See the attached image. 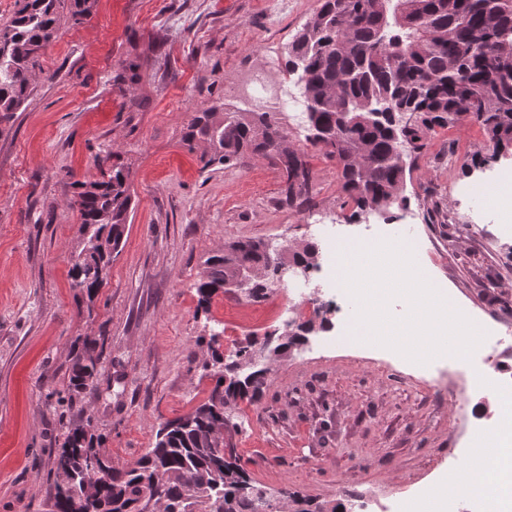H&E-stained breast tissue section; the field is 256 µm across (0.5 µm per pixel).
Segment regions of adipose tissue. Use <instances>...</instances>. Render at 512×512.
<instances>
[{"instance_id":"ef3b65f1","label":"adipose tissue","mask_w":512,"mask_h":512,"mask_svg":"<svg viewBox=\"0 0 512 512\" xmlns=\"http://www.w3.org/2000/svg\"><path fill=\"white\" fill-rule=\"evenodd\" d=\"M476 384L499 413L496 426L474 433L466 462L442 474L425 495L401 499L397 512H448L449 498L473 496L481 499L483 512H512V394L499 391L483 373Z\"/></svg>"}]
</instances>
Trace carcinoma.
Instances as JSON below:
<instances>
[{
	"label": "carcinoma",
	"instance_id": "carcinoma-1",
	"mask_svg": "<svg viewBox=\"0 0 512 512\" xmlns=\"http://www.w3.org/2000/svg\"><path fill=\"white\" fill-rule=\"evenodd\" d=\"M0 25V124L26 109L46 48L56 38L63 11L78 22L94 0H17ZM319 5L288 46V71L298 72L313 131L310 143L336 161L340 189L352 215L384 211L406 178L404 149L416 152L428 135L466 118L478 124L489 152L476 153L465 171L512 155V0H318ZM282 136L272 112H221L216 106L194 116L184 134L189 149L204 146L202 169L229 167L245 159L270 158ZM284 202L312 206L311 170L291 150L281 167ZM74 206L80 241L70 257L73 287L93 302L108 282L123 248L132 210L129 172L112 165L102 179L76 181ZM312 244L272 253L260 240L224 243L203 261L197 293L207 311L215 294L252 270L270 277L284 265L317 267ZM313 323L288 329L279 357L307 341ZM218 334L210 335L201 363L214 381L207 399L161 424L153 447L133 462L112 466L101 477L93 462H111L101 436L89 423H73L53 461L49 512H144L158 494L165 512H337L297 492L275 498L251 479L235 446L218 439L236 432L228 410L258 401L270 365L257 360V341L247 340L237 360L224 364ZM100 353L89 340L76 352L68 391L79 394L98 374Z\"/></svg>",
	"mask_w": 512,
	"mask_h": 512
}]
</instances>
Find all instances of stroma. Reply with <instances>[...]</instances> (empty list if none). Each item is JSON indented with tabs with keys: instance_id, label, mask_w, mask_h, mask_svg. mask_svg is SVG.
<instances>
[{
	"instance_id": "obj_1",
	"label": "stroma",
	"mask_w": 512,
	"mask_h": 512,
	"mask_svg": "<svg viewBox=\"0 0 512 512\" xmlns=\"http://www.w3.org/2000/svg\"><path fill=\"white\" fill-rule=\"evenodd\" d=\"M318 0H96L75 26L63 21L47 47L24 112L0 133V512H46L48 477L72 422L90 421L113 464L151 447L160 423L207 398L206 339L225 358L245 339L287 321L323 319L307 342L272 363L260 402H238V454L272 494L288 490L336 505L373 498L376 512L419 495L466 458L462 421L495 424L493 411L461 415L448 394V361L413 369L392 354L355 346L322 349L356 312L295 313L278 292L253 305L237 293L198 309L203 261L224 241L312 242L310 224H377L417 241V262L455 294L479 325L512 330V214L487 189L512 175L506 155L465 174L467 155L486 152L470 121L438 128L409 153L398 198L387 210L353 215L334 160L312 148L308 129L288 125L304 152L312 208L283 201L275 162L256 157L203 169L183 134L200 109L239 111L230 87L267 52L288 45ZM158 61L155 77L123 79L126 62ZM131 172L134 209L125 245L94 303L71 286L79 241L75 182L100 178V157ZM101 353L95 382L68 396L75 348Z\"/></svg>"
}]
</instances>
